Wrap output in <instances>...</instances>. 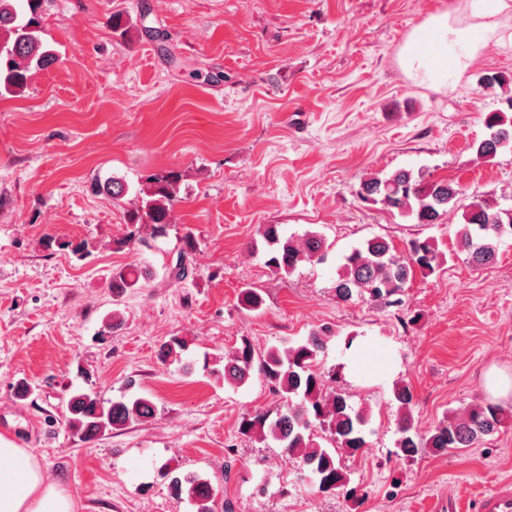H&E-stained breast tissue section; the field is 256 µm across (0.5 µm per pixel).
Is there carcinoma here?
Here are the masks:
<instances>
[{"instance_id": "carcinoma-1", "label": "carcinoma", "mask_w": 512, "mask_h": 512, "mask_svg": "<svg viewBox=\"0 0 512 512\" xmlns=\"http://www.w3.org/2000/svg\"><path fill=\"white\" fill-rule=\"evenodd\" d=\"M52 3L53 0H0V91L17 96L25 93L34 71L57 60L55 50L41 37L43 18ZM505 102L506 108L486 113L487 135L472 146L476 157L484 162L494 159L504 146L512 144V96L506 97ZM91 189L102 191L118 202L125 197L129 186L125 180L112 176L103 182H93ZM180 192L181 174L168 171L148 176L139 189L138 204L126 211V224L132 230L120 244L146 245L148 239L165 235L175 223ZM462 195L460 185L454 181L430 180L410 170L368 178L361 182L357 192L361 202L395 210L417 224L437 223L448 210L457 207ZM462 218V228L457 232L459 251L466 254L467 262L474 267L493 263L499 241L512 237V212L500 208L494 200L479 199L465 208ZM259 235L262 244H253V250L263 252L265 264L279 274H290L302 262L326 259L328 246L319 234L308 233L296 239L284 236L279 225L266 224ZM194 249L195 239L185 235L180 256L170 271L172 278L179 281L187 278L186 257ZM444 261L445 256L430 237H414L400 252L392 241L374 236L343 256L334 285L336 299L400 305L406 284L417 274L424 278L434 274ZM142 277V271L135 266L115 269L113 294L119 297L140 288ZM325 338V331H314L302 342L289 341L259 356L245 342L224 356L223 372L217 371L215 375L222 376L227 384L242 385L256 369L276 393L288 398L290 404L285 412L273 418L267 411H257L242 422L241 433L277 441L300 468L311 474L318 491L331 492L348 488L350 478L342 458L367 447L364 427L368 417L352 407L346 393L327 390L325 376L318 370V356L324 349ZM185 350L184 341L173 339L161 345L159 356L175 359ZM394 396L401 411L398 448L406 456L420 448L437 454L473 448L512 418L511 410L480 401L460 412L443 415L421 434L414 431L411 419V390L398 387ZM68 408L69 426L87 440L155 414V405L145 397L105 402L93 392L74 393ZM317 427L329 433L336 446L327 448L316 442L313 430ZM169 490L177 498H188L195 512H213L217 490L209 482L174 475Z\"/></svg>"}]
</instances>
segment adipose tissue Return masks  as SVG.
I'll return each mask as SVG.
<instances>
[{"label":"adipose tissue","mask_w":512,"mask_h":512,"mask_svg":"<svg viewBox=\"0 0 512 512\" xmlns=\"http://www.w3.org/2000/svg\"><path fill=\"white\" fill-rule=\"evenodd\" d=\"M512 16V0H477L471 20L444 7L412 27L397 51V62L412 82L442 87L459 79L482 56L500 19ZM75 500L49 482L39 459L0 437V512H75Z\"/></svg>","instance_id":"adipose-tissue-1"}]
</instances>
